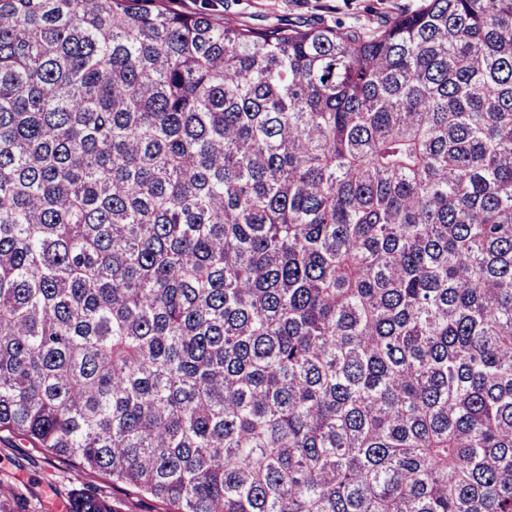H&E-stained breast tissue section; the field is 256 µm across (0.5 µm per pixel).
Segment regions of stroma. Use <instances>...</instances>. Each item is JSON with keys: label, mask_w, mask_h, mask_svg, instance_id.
Wrapping results in <instances>:
<instances>
[{"label": "stroma", "mask_w": 512, "mask_h": 512, "mask_svg": "<svg viewBox=\"0 0 512 512\" xmlns=\"http://www.w3.org/2000/svg\"><path fill=\"white\" fill-rule=\"evenodd\" d=\"M214 4L225 22L253 28L283 23L302 27L358 24L376 28L396 13L416 7L419 0H172L174 8L196 10ZM0 485L8 487L22 512H69L78 492L109 501L114 512H168L162 501L136 488L113 486L109 476L80 469L66 458L49 456L40 448L11 446L0 440Z\"/></svg>", "instance_id": "obj_1"}]
</instances>
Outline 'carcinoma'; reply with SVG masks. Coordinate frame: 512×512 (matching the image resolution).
I'll list each match as a JSON object with an SVG mask.
<instances>
[{"instance_id": "carcinoma-1", "label": "carcinoma", "mask_w": 512, "mask_h": 512, "mask_svg": "<svg viewBox=\"0 0 512 512\" xmlns=\"http://www.w3.org/2000/svg\"><path fill=\"white\" fill-rule=\"evenodd\" d=\"M0 434L172 512H512V0H0ZM224 21L233 25L266 28L283 23L302 27L322 24L376 28L419 0H209Z\"/></svg>"}]
</instances>
